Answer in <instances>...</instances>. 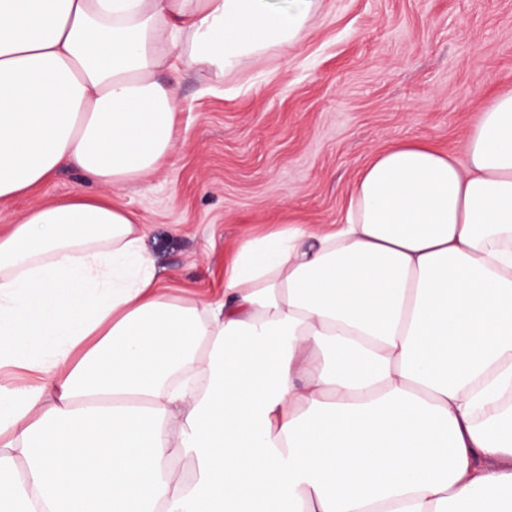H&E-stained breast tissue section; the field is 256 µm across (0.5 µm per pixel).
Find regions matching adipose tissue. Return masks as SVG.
Instances as JSON below:
<instances>
[{
    "instance_id": "1",
    "label": "adipose tissue",
    "mask_w": 512,
    "mask_h": 512,
    "mask_svg": "<svg viewBox=\"0 0 512 512\" xmlns=\"http://www.w3.org/2000/svg\"><path fill=\"white\" fill-rule=\"evenodd\" d=\"M319 2L0 0V199L144 178L171 58L296 46ZM464 152L394 142L339 223L243 241L207 302L104 197L0 233V368L36 376L0 385V512H512V90Z\"/></svg>"
}]
</instances>
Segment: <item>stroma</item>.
I'll return each mask as SVG.
<instances>
[{"mask_svg":"<svg viewBox=\"0 0 512 512\" xmlns=\"http://www.w3.org/2000/svg\"><path fill=\"white\" fill-rule=\"evenodd\" d=\"M158 78L179 99L163 165L112 187L61 171L34 196L0 200V231L75 192L101 195L148 225L144 249L172 297L208 300L243 240L339 222L360 169L395 141L465 161L468 131L512 89V0H320L297 46Z\"/></svg>","mask_w":512,"mask_h":512,"instance_id":"35a3bbf8","label":"stroma"}]
</instances>
